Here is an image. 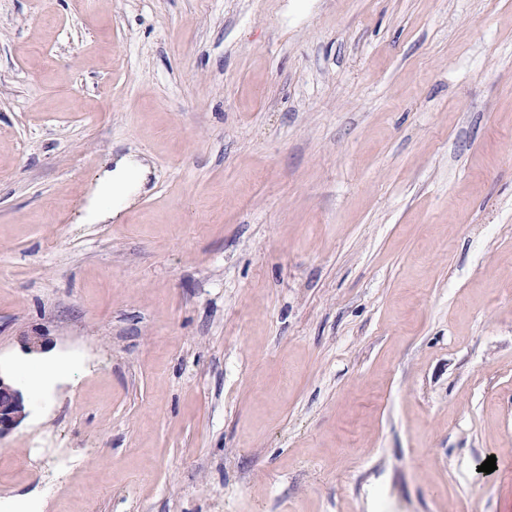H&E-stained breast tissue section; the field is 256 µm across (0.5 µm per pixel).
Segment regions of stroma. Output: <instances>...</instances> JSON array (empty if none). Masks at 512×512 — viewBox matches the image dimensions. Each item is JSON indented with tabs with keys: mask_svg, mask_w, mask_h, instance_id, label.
Masks as SVG:
<instances>
[{
	"mask_svg": "<svg viewBox=\"0 0 512 512\" xmlns=\"http://www.w3.org/2000/svg\"><path fill=\"white\" fill-rule=\"evenodd\" d=\"M24 365L0 512H512V0H0ZM139 168V170H135ZM146 169L140 166L131 158L123 157L116 161L115 168L111 172L105 174L101 186L100 197H114L117 204L112 206V210L105 208L100 204L89 212L88 219L91 224H97L98 220H106L113 216L114 210L117 211L125 206L131 194L141 189L145 180ZM133 177V180H132ZM112 212V215L111 213Z\"/></svg>",
	"mask_w": 512,
	"mask_h": 512,
	"instance_id": "35a3bbf8",
	"label": "stroma"
}]
</instances>
